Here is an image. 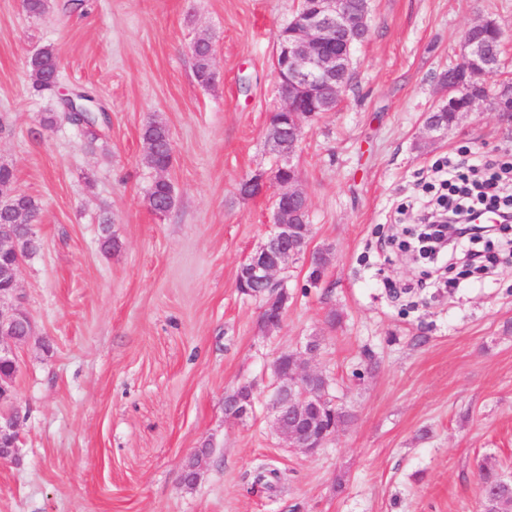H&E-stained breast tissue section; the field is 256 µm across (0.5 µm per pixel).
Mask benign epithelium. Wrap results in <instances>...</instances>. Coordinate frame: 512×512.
<instances>
[{
	"label": "benign epithelium",
	"instance_id": "1",
	"mask_svg": "<svg viewBox=\"0 0 512 512\" xmlns=\"http://www.w3.org/2000/svg\"><path fill=\"white\" fill-rule=\"evenodd\" d=\"M368 0H298L297 8L288 27L293 38L279 45L276 55L278 89L282 100L281 112H293L295 118L288 131L280 130L267 137L271 152L277 156L276 168L296 169L293 158L302 136V120L311 119L325 111V106L340 101L344 83L339 75L351 69L352 53L358 35L369 31ZM498 28L495 21L482 19L465 32L459 62L441 77L445 94L436 112L454 109L457 99L464 97L468 104L463 114L474 111L482 102L506 121H512V83H503L498 92L490 97L484 90H476L475 69L493 73L501 69V45L489 47L480 36L484 29ZM276 186L271 230L267 238L250 254L239 268L240 278L259 288L255 295H268L260 314L264 328L272 330L282 322L287 292L280 288V276L288 264L298 258L308 261L318 258L328 262V255L310 248L311 227L305 226V237L297 236L296 218L309 212V199L295 180L281 184L268 171L258 170L246 186L251 196L266 194ZM22 257L13 265L11 288L0 290V365L8 364L18 371L14 351L16 337L9 326L22 318L28 331H33L31 319L18 300L17 277ZM321 349L316 339L307 341L304 350L293 354L294 364H288V356H280L274 363V421L277 434L291 447L309 456H315L325 442L336 433V428H326L322 422L324 409L335 405V399L325 390L316 387L322 374L301 370V364L313 358ZM253 407V388L249 384L239 386L224 402L225 414L242 420ZM20 413L17 410L0 413V461L16 459L19 441ZM213 449L209 444L194 451L198 465L190 472L181 471L180 483L196 484L201 471L210 460Z\"/></svg>",
	"mask_w": 512,
	"mask_h": 512
}]
</instances>
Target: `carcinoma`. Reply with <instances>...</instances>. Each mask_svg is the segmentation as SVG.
Returning <instances> with one entry per match:
<instances>
[{
  "instance_id": "1",
  "label": "carcinoma",
  "mask_w": 512,
  "mask_h": 512,
  "mask_svg": "<svg viewBox=\"0 0 512 512\" xmlns=\"http://www.w3.org/2000/svg\"><path fill=\"white\" fill-rule=\"evenodd\" d=\"M194 59V73L199 83L209 85L213 83L210 74L211 46L208 42H196L192 45ZM28 68L32 86L39 92L52 89L51 76L57 70V55L50 47H44L34 54ZM74 124L88 131L91 140H96L104 121L96 112L84 113L74 118ZM145 143L153 148V152L146 155V162L153 168L166 167L171 163V154L168 145L171 137L168 128L158 122L149 124L142 134ZM16 176L14 170L8 166L0 165V225L13 226L15 249L6 255L0 254V288L7 287L4 282L8 266L14 262L16 255L23 257L35 252L39 247L35 234L28 231L26 226L18 223L22 215L37 217L38 206L34 199L28 195L20 194L15 187ZM149 208L156 214H163L170 210L173 204L172 188L168 183L154 182L148 196ZM480 482L482 485V507L484 512H494L497 502L512 499V483L503 484L499 480V467L496 462L487 460L480 469Z\"/></svg>"
}]
</instances>
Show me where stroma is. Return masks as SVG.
<instances>
[{"mask_svg": "<svg viewBox=\"0 0 512 512\" xmlns=\"http://www.w3.org/2000/svg\"><path fill=\"white\" fill-rule=\"evenodd\" d=\"M297 0H50L44 15L0 0V163L38 205V250L18 273L35 334L19 344L11 399L18 458L0 462V512H482L479 468L512 474V248L460 274L412 261L400 242L441 187L432 170L475 156L512 166V123L481 106L447 133L425 120L466 30L494 19L512 78V0H371L353 79L304 122L294 158L310 200L311 246L330 249L319 281L291 263L276 329L237 274L269 232L271 196L240 187L272 170L270 112L282 101L276 36ZM209 37L215 83L190 46ZM53 47L61 88H87L109 122L96 145L42 119L61 111L31 87L28 61ZM168 128L175 204L154 214L157 174L144 127ZM116 249L101 245L104 233ZM311 366L351 415L316 457L272 422L273 364L306 338ZM254 388L249 416L224 400ZM214 464L191 489L196 448ZM272 469L267 483L259 467Z\"/></svg>", "mask_w": 512, "mask_h": 512, "instance_id": "stroma-1", "label": "stroma"}]
</instances>
